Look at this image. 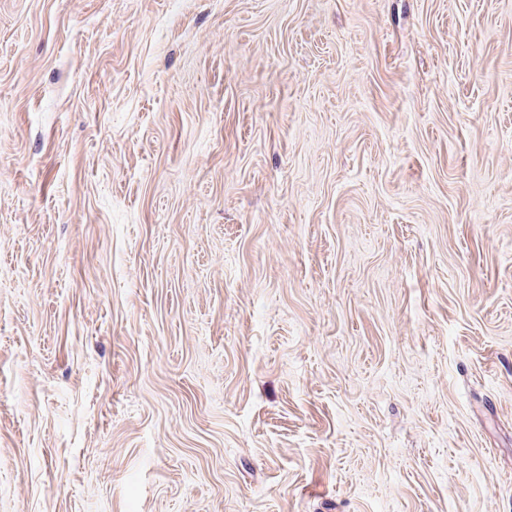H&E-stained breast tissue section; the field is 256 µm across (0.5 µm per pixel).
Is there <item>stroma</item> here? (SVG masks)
Segmentation results:
<instances>
[{
	"instance_id": "obj_1",
	"label": "stroma",
	"mask_w": 512,
	"mask_h": 512,
	"mask_svg": "<svg viewBox=\"0 0 512 512\" xmlns=\"http://www.w3.org/2000/svg\"><path fill=\"white\" fill-rule=\"evenodd\" d=\"M0 512H512V0H0Z\"/></svg>"
}]
</instances>
